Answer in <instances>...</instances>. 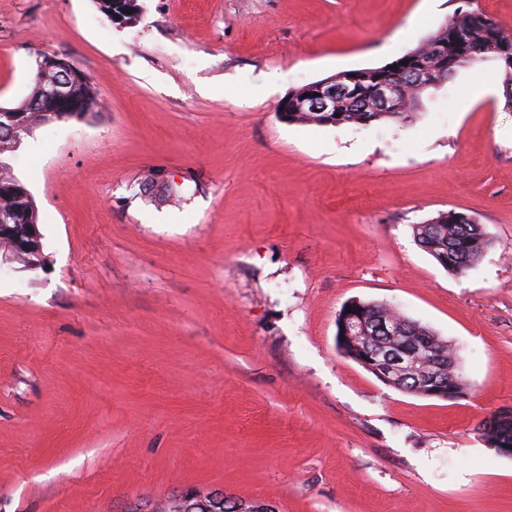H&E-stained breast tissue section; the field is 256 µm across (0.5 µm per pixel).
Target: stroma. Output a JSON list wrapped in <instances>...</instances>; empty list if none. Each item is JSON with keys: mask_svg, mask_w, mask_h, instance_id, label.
<instances>
[{"mask_svg": "<svg viewBox=\"0 0 512 512\" xmlns=\"http://www.w3.org/2000/svg\"><path fill=\"white\" fill-rule=\"evenodd\" d=\"M0 0V106L40 55L99 109L0 155L44 262L0 266V512H123L181 488L278 512H512V108L492 62L411 123L324 126L292 89L380 67L452 0ZM175 182L182 205L139 184ZM457 209L491 240L462 275L412 227ZM398 308L463 358L464 397L389 387L336 348L350 299ZM512 421V410L493 414L485 418L478 426V430L499 429ZM482 441L490 448H498V451L504 455L512 456V427L510 430H492L484 431L479 434Z\"/></svg>", "mask_w": 512, "mask_h": 512, "instance_id": "stroma-1", "label": "stroma"}]
</instances>
